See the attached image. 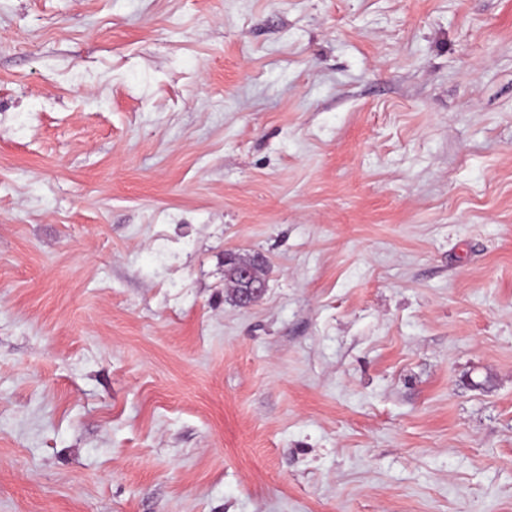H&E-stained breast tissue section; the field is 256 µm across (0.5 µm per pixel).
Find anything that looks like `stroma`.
Masks as SVG:
<instances>
[{
  "instance_id": "1",
  "label": "stroma",
  "mask_w": 512,
  "mask_h": 512,
  "mask_svg": "<svg viewBox=\"0 0 512 512\" xmlns=\"http://www.w3.org/2000/svg\"><path fill=\"white\" fill-rule=\"evenodd\" d=\"M0 512H512V0H0ZM238 271L241 280L249 285L251 291L241 301L243 305H248L264 293L266 282L258 276L257 269L251 263H240Z\"/></svg>"
}]
</instances>
